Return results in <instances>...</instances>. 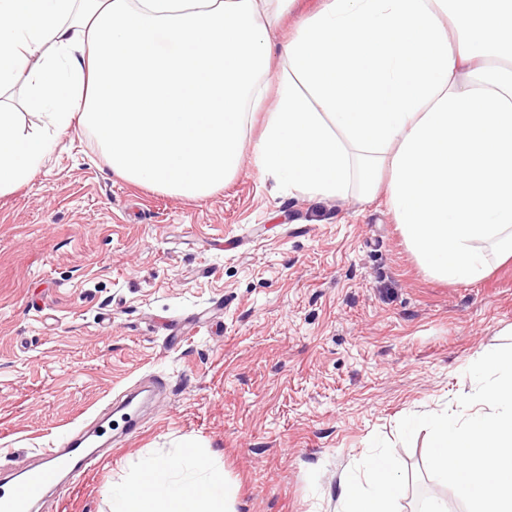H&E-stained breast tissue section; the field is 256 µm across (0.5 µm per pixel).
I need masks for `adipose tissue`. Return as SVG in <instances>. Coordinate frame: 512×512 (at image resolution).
<instances>
[{
    "label": "adipose tissue",
    "instance_id": "adipose-tissue-1",
    "mask_svg": "<svg viewBox=\"0 0 512 512\" xmlns=\"http://www.w3.org/2000/svg\"><path fill=\"white\" fill-rule=\"evenodd\" d=\"M295 0H0V194L35 173L71 124L113 172L188 199L238 171L258 109L266 171L315 196H385L418 263L481 279L512 257V0H325L284 47L265 42ZM190 462L198 479L170 481ZM343 477L336 512H392L393 454ZM224 474L196 452L147 465L115 512H229ZM24 97V88L21 84H16L11 89H9L6 93H4L2 97V101H7L11 105L16 107L15 112H20L19 117L23 127L27 130L38 128L42 126L41 117L29 110L21 107V103Z\"/></svg>",
    "mask_w": 512,
    "mask_h": 512
}]
</instances>
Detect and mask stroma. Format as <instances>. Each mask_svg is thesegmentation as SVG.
<instances>
[{
  "label": "stroma",
  "instance_id": "1",
  "mask_svg": "<svg viewBox=\"0 0 512 512\" xmlns=\"http://www.w3.org/2000/svg\"><path fill=\"white\" fill-rule=\"evenodd\" d=\"M323 0H297L270 41ZM247 132L223 190L187 199L114 174L71 128L35 175L0 195V470L92 420L158 375L167 388L138 430L104 443L59 512H112L140 465L183 447L224 470L232 512H336L344 473L393 450L396 512L431 496L427 430L405 416L456 410L467 368L512 343V261L481 280L431 278L382 199L313 197L261 164Z\"/></svg>",
  "mask_w": 512,
  "mask_h": 512
}]
</instances>
